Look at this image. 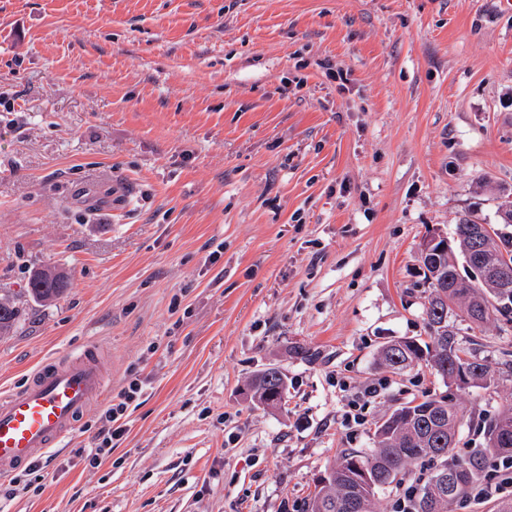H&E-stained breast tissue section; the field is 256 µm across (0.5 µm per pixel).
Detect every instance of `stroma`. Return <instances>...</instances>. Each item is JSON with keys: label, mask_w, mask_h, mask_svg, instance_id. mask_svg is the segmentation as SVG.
<instances>
[{"label": "stroma", "mask_w": 512, "mask_h": 512, "mask_svg": "<svg viewBox=\"0 0 512 512\" xmlns=\"http://www.w3.org/2000/svg\"><path fill=\"white\" fill-rule=\"evenodd\" d=\"M512 204V11L500 0H0V390L97 339L110 399L0 512H304L395 408L448 395L453 457L512 397L381 350L427 340L417 250ZM70 285L43 304L32 271ZM463 344L492 374L512 319ZM288 379L280 407L246 397ZM380 389L370 398L364 391ZM282 381L283 374L276 368L267 369L256 375L249 383L253 399L267 407L280 405ZM140 390L137 383H129L128 387L120 395V400L114 403V400L108 403L101 414L100 426L94 436V448H80L81 454H85V459L89 465L96 467L111 455L112 441L120 440L125 433L124 423L120 421L125 416L128 404L135 399V395ZM113 402V403H112Z\"/></svg>", "instance_id": "stroma-1"}]
</instances>
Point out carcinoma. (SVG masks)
<instances>
[{
  "label": "carcinoma",
  "mask_w": 512,
  "mask_h": 512,
  "mask_svg": "<svg viewBox=\"0 0 512 512\" xmlns=\"http://www.w3.org/2000/svg\"><path fill=\"white\" fill-rule=\"evenodd\" d=\"M474 220L463 217L455 225L453 240L458 247L449 248L428 266L430 275L424 276L432 288L426 309L431 342L415 340L393 341L383 348L386 365L402 370L412 363L425 361L449 385L461 387L455 364L473 359L479 362L477 374L482 385L498 384L481 362L476 349L464 346L458 338V329L448 320L451 306L464 309L471 323L482 325L497 312L504 317L512 308L504 310L494 304L499 288L494 282L466 280L458 273L463 258L470 252L472 237L470 225ZM485 258L489 261L512 263V235L490 228L484 240ZM69 285L61 272L41 270L33 272L28 280V292L38 301L46 302L63 295ZM19 309L10 300L0 299V335L10 334L17 323ZM283 374L270 368L256 375L249 383L252 397L267 407L281 404ZM458 411L446 397H427L421 402L409 401L388 415L376 426L374 439L377 451L367 454L351 451L344 454L329 472L328 485L315 489L307 502L305 512H376L375 497L385 487L398 481L414 461L430 458L443 459V465L419 489L413 499L411 512H448V502L455 500L477 479V467L471 461L458 460L448 464L450 441L456 439ZM485 451L491 455L512 458V402L504 407L484 427ZM359 462L373 474L372 483L355 488L351 464ZM458 475L453 489L441 486L440 476Z\"/></svg>",
  "instance_id": "carcinoma-1"
}]
</instances>
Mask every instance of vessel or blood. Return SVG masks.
Here are the masks:
<instances>
[{
  "label": "vessel or blood",
  "mask_w": 512,
  "mask_h": 512,
  "mask_svg": "<svg viewBox=\"0 0 512 512\" xmlns=\"http://www.w3.org/2000/svg\"><path fill=\"white\" fill-rule=\"evenodd\" d=\"M105 394L96 342L35 369L23 386L0 397V476L74 438L84 411Z\"/></svg>",
  "instance_id": "obj_1"
}]
</instances>
